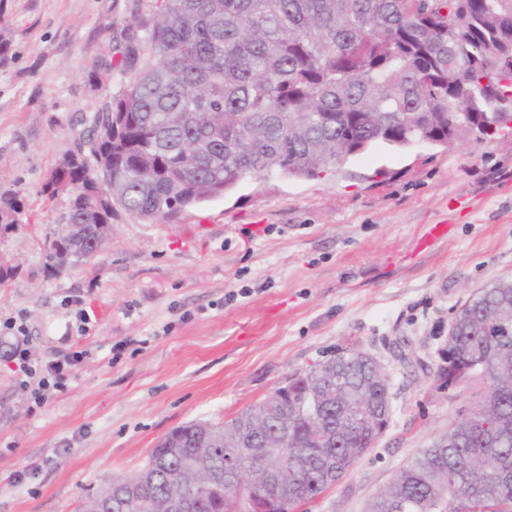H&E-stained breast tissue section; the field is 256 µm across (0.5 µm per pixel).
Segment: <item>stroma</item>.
<instances>
[{"label": "stroma", "mask_w": 512, "mask_h": 512, "mask_svg": "<svg viewBox=\"0 0 512 512\" xmlns=\"http://www.w3.org/2000/svg\"><path fill=\"white\" fill-rule=\"evenodd\" d=\"M159 0H0V321L24 316L48 359L86 350L64 390L32 406L0 354V512H75L157 441L216 423L342 352L383 365L390 424L336 487L294 512H366L420 449L481 400L441 374L448 324L478 289L512 276V131L446 147L378 144L319 179H247L163 220L117 211L112 239L61 271L48 249L71 194L53 171L125 78L116 36ZM433 224L447 236L424 241ZM25 474L23 483L12 474Z\"/></svg>", "instance_id": "stroma-1"}]
</instances>
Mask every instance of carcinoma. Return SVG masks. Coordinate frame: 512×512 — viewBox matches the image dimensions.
<instances>
[{
	"instance_id": "carcinoma-1",
	"label": "carcinoma",
	"mask_w": 512,
	"mask_h": 512,
	"mask_svg": "<svg viewBox=\"0 0 512 512\" xmlns=\"http://www.w3.org/2000/svg\"><path fill=\"white\" fill-rule=\"evenodd\" d=\"M115 69L132 75L94 114L47 188L73 189L66 223L101 247L112 214L146 218L219 197L248 178L317 179L377 143L449 144L512 122V0H161L152 24L123 33ZM142 42L150 60L136 67ZM15 195L0 223L16 224ZM448 337L455 383L488 385L479 403L401 469L367 512H512V278L457 310ZM306 402L270 409L269 395L220 424L179 427L136 499L112 485L95 512H246L287 455L288 501L308 502L377 443L348 408L388 407L383 373L357 352L336 357Z\"/></svg>"
}]
</instances>
